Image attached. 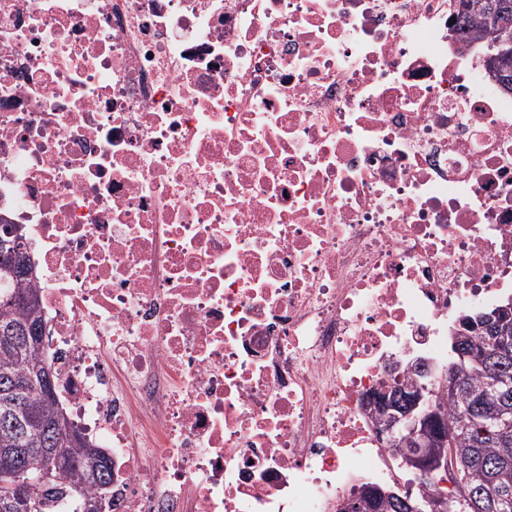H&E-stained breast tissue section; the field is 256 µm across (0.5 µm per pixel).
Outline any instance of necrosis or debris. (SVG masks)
I'll return each mask as SVG.
<instances>
[{"instance_id":"necrosis-or-debris-1","label":"necrosis or debris","mask_w":512,"mask_h":512,"mask_svg":"<svg viewBox=\"0 0 512 512\" xmlns=\"http://www.w3.org/2000/svg\"><path fill=\"white\" fill-rule=\"evenodd\" d=\"M455 0H0V221L104 512H336L409 480L364 399L447 394L512 296V92Z\"/></svg>"}]
</instances>
